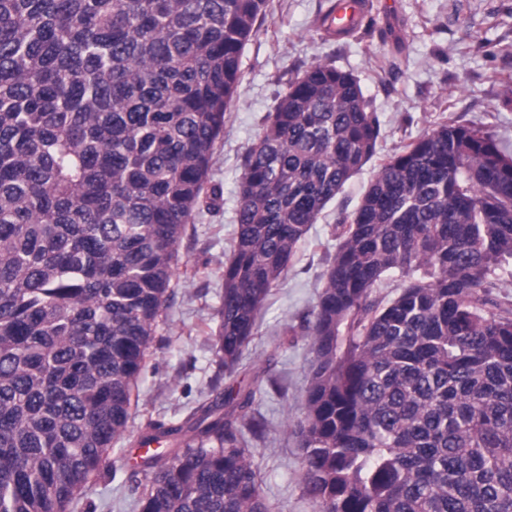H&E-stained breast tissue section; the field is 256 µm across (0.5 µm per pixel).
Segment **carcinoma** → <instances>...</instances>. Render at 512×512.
Segmentation results:
<instances>
[{"label": "carcinoma", "instance_id": "cac0c4a2", "mask_svg": "<svg viewBox=\"0 0 512 512\" xmlns=\"http://www.w3.org/2000/svg\"><path fill=\"white\" fill-rule=\"evenodd\" d=\"M267 0H0V512H69L111 468ZM360 80L317 61L241 164L218 366L375 153ZM294 425L316 512H512V154L441 123L335 228ZM401 280L388 302L374 296ZM255 391L149 424L136 512H272Z\"/></svg>", "mask_w": 512, "mask_h": 512}]
</instances>
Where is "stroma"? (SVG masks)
Returning <instances> with one entry per match:
<instances>
[{
    "label": "stroma",
    "instance_id": "1",
    "mask_svg": "<svg viewBox=\"0 0 512 512\" xmlns=\"http://www.w3.org/2000/svg\"><path fill=\"white\" fill-rule=\"evenodd\" d=\"M355 34L336 40L317 27L330 0H268L266 17L247 42L242 75L214 147L209 181L223 199L193 212L178 244L179 261L156 341L137 381L126 438L112 470L77 496L70 512H131L129 474L148 422L184 419L222 386H248L269 423L256 458L263 495L276 512H315L299 481L302 452L292 423L304 411L314 354L299 332L310 319L334 228L360 202L380 165L436 125L455 121L493 133L512 153V103L499 82L512 76V0H369ZM319 60L352 71L380 121L376 153L312 224L262 311L254 339L232 375L218 376L213 338L224 289V261L235 232L242 157L290 79Z\"/></svg>",
    "mask_w": 512,
    "mask_h": 512
}]
</instances>
